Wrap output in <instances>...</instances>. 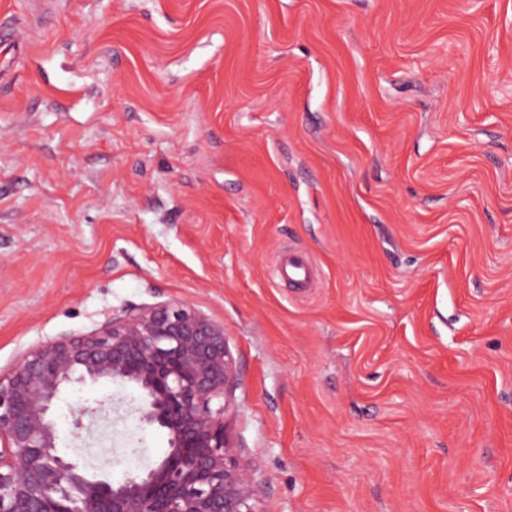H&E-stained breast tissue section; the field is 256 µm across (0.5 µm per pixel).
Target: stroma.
I'll list each match as a JSON object with an SVG mask.
<instances>
[{
  "label": "stroma",
  "instance_id": "35a3bbf8",
  "mask_svg": "<svg viewBox=\"0 0 512 512\" xmlns=\"http://www.w3.org/2000/svg\"><path fill=\"white\" fill-rule=\"evenodd\" d=\"M0 371L185 301L258 512H512V0H0ZM291 250L317 287L280 284ZM77 387L116 482L168 447Z\"/></svg>",
  "mask_w": 512,
  "mask_h": 512
}]
</instances>
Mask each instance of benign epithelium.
Wrapping results in <instances>:
<instances>
[{
  "mask_svg": "<svg viewBox=\"0 0 512 512\" xmlns=\"http://www.w3.org/2000/svg\"><path fill=\"white\" fill-rule=\"evenodd\" d=\"M236 380L224 327L184 301L29 349L0 373V512H258L229 432ZM100 382L137 389L140 424L168 434L161 460L115 483L60 454L52 418L63 390Z\"/></svg>",
  "mask_w": 512,
  "mask_h": 512,
  "instance_id": "1",
  "label": "benign epithelium"
}]
</instances>
